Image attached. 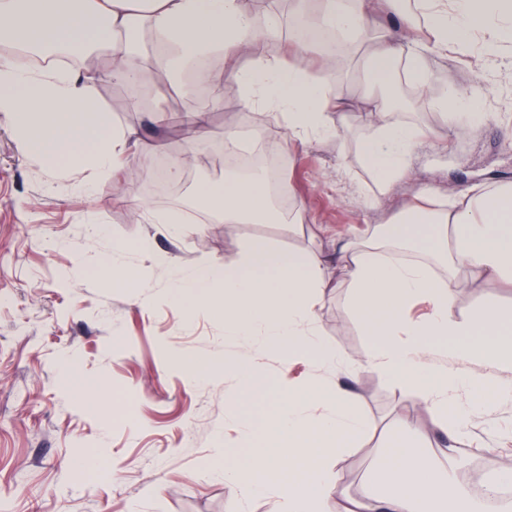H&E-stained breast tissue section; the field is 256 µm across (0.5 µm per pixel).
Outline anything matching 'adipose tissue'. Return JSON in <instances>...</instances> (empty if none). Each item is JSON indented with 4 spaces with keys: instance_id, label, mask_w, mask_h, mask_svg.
<instances>
[{
    "instance_id": "ef3b65f1",
    "label": "adipose tissue",
    "mask_w": 512,
    "mask_h": 512,
    "mask_svg": "<svg viewBox=\"0 0 512 512\" xmlns=\"http://www.w3.org/2000/svg\"><path fill=\"white\" fill-rule=\"evenodd\" d=\"M59 2L36 0L29 8L22 0H0V38L21 48L63 44L86 58H111L109 76L129 88L135 107L140 98L135 46L145 26L158 45L152 63L169 79L220 56L223 67L204 74L213 93H221L225 79L234 80L246 105L285 123L292 143L335 133L332 114L340 110L343 95L329 67L312 75L316 42L293 41L292 62L271 63L256 47L279 40L281 28L274 21L258 27L244 0H81L73 12L63 11ZM419 9L433 40L383 27L371 0H322L321 23L342 37L371 32L367 59L376 83L389 80L402 62L407 78L422 88L430 83L432 54L450 48L465 52L468 36L479 33L482 79L512 97V85L498 81L501 67L512 68V0H421ZM94 82L87 70L53 64L30 69L1 58L0 112L13 118L22 151L62 171L92 167L99 177L116 173L128 152L151 153L147 142L115 127L110 113L98 107ZM364 100L375 131L362 143V161L387 191L407 175L423 132L389 120L375 95ZM269 189L268 178L238 176L201 185L197 197L208 214L228 224L299 222L300 210L275 209ZM429 195L416 191L415 202L382 231L330 252L286 250L250 238L239 261L224 268L174 269L171 302L223 312L224 335L237 345L224 362L235 393L227 422L248 438L249 407L269 408L262 427L274 444L247 467L223 469L225 483L241 497L276 493L278 512H478L452 469L410 446L413 425L406 421L397 424L400 437L391 454L367 475L377 489L373 499L348 504L332 471L334 457L373 428L346 382L363 369L379 370L416 392L419 409L451 442L468 433L473 414H490L512 402V309L492 300L477 318L460 319L452 300L453 289L471 279L512 286V187L476 188L440 209L422 207ZM330 268L348 290L352 313L365 320L371 341L365 358L352 359L320 337L316 306ZM420 302L428 312L415 322L405 312ZM260 340L287 345L294 358L340 378L322 395L313 380L281 388L259 369Z\"/></svg>"
}]
</instances>
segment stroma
<instances>
[{"mask_svg":"<svg viewBox=\"0 0 512 512\" xmlns=\"http://www.w3.org/2000/svg\"><path fill=\"white\" fill-rule=\"evenodd\" d=\"M429 65L433 78L426 93L409 107L390 109L392 119L418 125L425 135L409 174L380 207L368 205L378 187L358 152L372 132L365 110L338 113L335 136L282 151L279 179L292 186L294 203L306 211L301 224L212 218L181 224L171 235L169 225L144 223L136 210L141 202L165 206L144 181L143 153H127L115 179L96 178L81 167L63 173L26 157L11 119L0 113V512H276L275 495L238 499L211 468L219 456L231 464L247 459L259 443L242 441L224 426L233 382L224 375L230 344L223 320L172 305L171 272L235 263L249 236L286 249H332L334 236L360 235L386 223L422 187L431 188L441 204L475 188L512 185V99L483 82L473 61L436 55ZM143 74L150 93L137 111L126 107V86L105 76L97 101L115 126L191 153L195 161L188 171L195 183L223 180L228 167L215 158L225 133L287 142L286 127L245 106L231 80L224 84L223 107L210 114L208 134L180 133L207 94L188 77L167 85L148 64ZM450 89L468 111L482 115L454 138L443 119ZM158 110L163 122L150 123L148 114ZM321 225L328 236L318 235ZM95 226L104 233L89 238ZM145 237L153 240L152 256L127 255L135 281L67 278L68 269L92 254L105 256L113 245ZM453 295L460 318L476 316L491 299L512 308V289L492 281L454 289ZM318 318L325 341L351 357L365 356L370 340L350 311L346 289H325ZM66 358L97 382L95 401L70 385ZM354 386L374 429L339 458L338 476L349 498L369 494L366 474L385 455L398 421L417 420L415 446L443 458L413 392L375 369L360 372ZM454 453L465 461L484 457L497 469L501 457L512 455V405L476 417L470 438ZM85 455L100 457L102 466L79 478L69 462Z\"/></svg>","mask_w":512,"mask_h":512,"instance_id":"obj_1","label":"stroma"}]
</instances>
